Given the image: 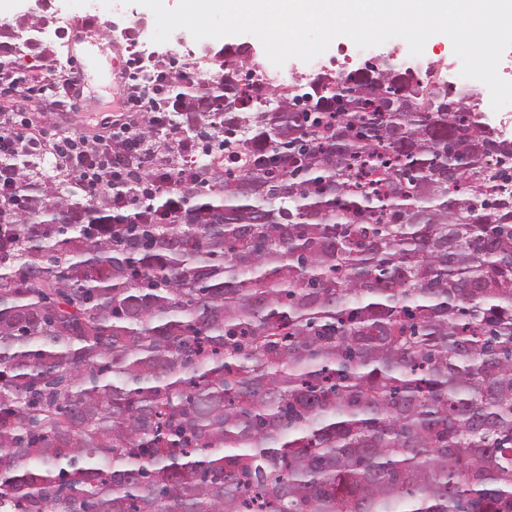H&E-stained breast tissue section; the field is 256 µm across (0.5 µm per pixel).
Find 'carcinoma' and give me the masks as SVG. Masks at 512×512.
Returning a JSON list of instances; mask_svg holds the SVG:
<instances>
[{
	"instance_id": "carcinoma-1",
	"label": "carcinoma",
	"mask_w": 512,
	"mask_h": 512,
	"mask_svg": "<svg viewBox=\"0 0 512 512\" xmlns=\"http://www.w3.org/2000/svg\"><path fill=\"white\" fill-rule=\"evenodd\" d=\"M247 77L157 98L170 220L3 160L0 512H512V141L406 68ZM24 189L17 175L4 173L0 169V202L2 199H11L13 210L0 212V222H10L14 224L17 215L21 212L24 201Z\"/></svg>"
}]
</instances>
